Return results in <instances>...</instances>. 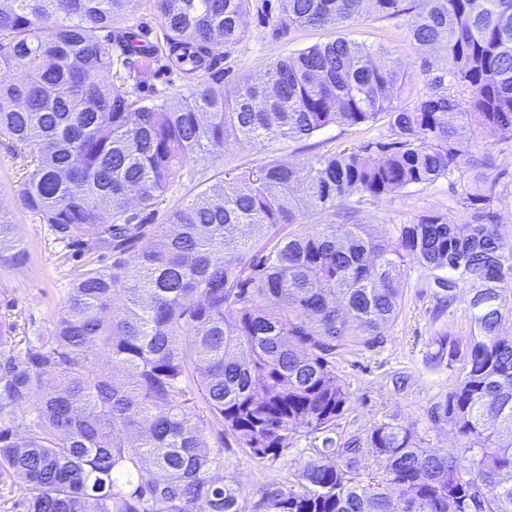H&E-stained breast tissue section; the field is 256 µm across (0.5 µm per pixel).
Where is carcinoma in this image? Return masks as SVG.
<instances>
[{
	"mask_svg": "<svg viewBox=\"0 0 512 512\" xmlns=\"http://www.w3.org/2000/svg\"><path fill=\"white\" fill-rule=\"evenodd\" d=\"M135 2L0 0V71H21L0 80V143L32 157L22 204L66 245L125 252L146 228L129 206L159 205L178 170L230 140L256 146L382 118L390 138L226 177L155 225L134 264L86 270L38 348L16 353L0 336V414L36 412L25 437L0 427V464L27 490L26 512H242L239 489L216 476L224 435L273 462L301 431L321 448L294 484L260 490L261 512H512V339L499 334L512 313V242L494 224L480 158L487 138L512 132V0H427L417 13L407 0H277L275 13L270 0H152L166 67L189 82L152 104L106 81L145 73L138 35L114 29ZM368 3L382 17L410 15L408 37L445 49L452 84L438 78L398 106V61L338 37L277 60L262 83L216 87V62L251 11L277 40L355 20ZM462 171L463 224L427 215L395 241L332 221L273 232ZM408 256L440 307L468 294L461 376L431 409L462 440L445 455L398 423L331 436L350 401L333 355L395 321ZM22 262L0 215V264ZM438 345L431 363L457 358L456 342ZM101 354L122 378L90 366ZM50 372L58 383L48 387ZM368 449L377 480L361 478Z\"/></svg>",
	"mask_w": 512,
	"mask_h": 512,
	"instance_id": "cac0c4a2",
	"label": "carcinoma"
}]
</instances>
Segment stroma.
<instances>
[{"label":"stroma","mask_w":512,"mask_h":512,"mask_svg":"<svg viewBox=\"0 0 512 512\" xmlns=\"http://www.w3.org/2000/svg\"><path fill=\"white\" fill-rule=\"evenodd\" d=\"M406 22L403 15L383 18L369 11L352 24L295 30L275 42L256 15H249L243 40L219 64L224 72L222 86L229 89L238 81L258 78L277 59L342 36L389 51L405 73L395 102L410 105L428 88L433 76L447 71L448 64L441 50L419 51L407 36ZM126 87L151 103L186 93L188 84L180 74L157 66L147 81L137 84L130 80ZM389 134L381 120L370 127L331 126L307 138L270 141L257 147L228 144L218 158L180 170L150 221L164 223L172 209L208 190L227 170L254 167L270 159L300 164L337 147ZM487 154L488 172L497 180L494 220L502 235L512 240V132L492 137ZM29 167V156L8 155L0 146V209L13 225L26 255L24 264L0 265V333L8 336L18 352L36 344L38 337L50 335L70 288L87 269L113 261L110 252L92 247L79 250L58 242L49 225L24 208L20 189ZM463 185L461 177L442 178L381 200H367L357 205L354 221L371 225L390 238L397 237L400 225L435 213L462 224L470 218L462 202ZM404 270L401 310L385 335L370 344L351 339L336 353V376L350 395L346 411L336 422V432L345 437L362 436L378 424L397 422L412 426L424 448L443 454L458 447L459 441L447 427L434 425L429 411L456 383L462 364L455 361L432 368L426 358L436 350L441 336L462 345L468 342L471 325L467 301L458 299L449 311L436 313L428 271L412 257L406 258ZM315 447L312 436L300 434L277 461L262 462L238 448L228 436L224 439L223 474L237 480L246 512H259L260 488L271 482L293 481L298 468L314 457Z\"/></svg>","instance_id":"obj_1"}]
</instances>
